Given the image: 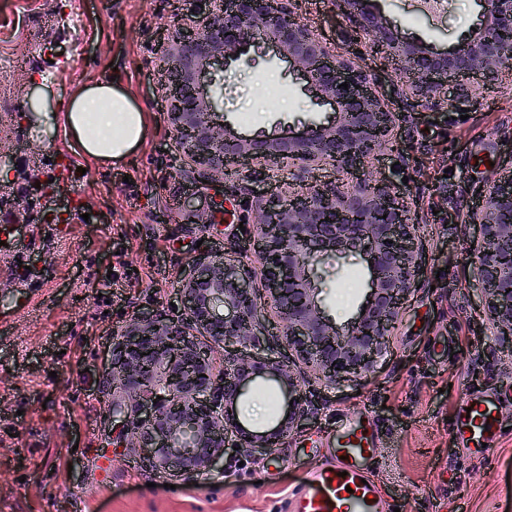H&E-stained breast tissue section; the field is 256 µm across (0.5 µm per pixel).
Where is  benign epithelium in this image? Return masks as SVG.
I'll return each instance as SVG.
<instances>
[{
	"instance_id": "benign-epithelium-1",
	"label": "benign epithelium",
	"mask_w": 512,
	"mask_h": 512,
	"mask_svg": "<svg viewBox=\"0 0 512 512\" xmlns=\"http://www.w3.org/2000/svg\"><path fill=\"white\" fill-rule=\"evenodd\" d=\"M194 19L160 36L155 55L169 127L181 151L180 171L197 182L226 183L257 164L266 171L297 161L328 165L347 182L320 179L260 200L255 252L261 277L239 260L200 253L184 271L178 295L184 315L132 317L112 340V403L106 412L131 419L132 447L152 466L193 480L227 451L264 453L282 445L309 418L311 401L296 364L325 385L366 378L391 354L406 303L417 290L425 248L418 213L372 171L386 152H400L396 130L410 117L395 112L364 57L392 73L405 97L434 108L477 102L512 76V0H483L484 23L449 52L433 53L394 33L383 17L336 0L363 52L324 44L297 0H191ZM262 42L293 60L322 102L338 107L336 123L288 138H237L220 119L222 85L215 72ZM348 84V89L341 87ZM469 222L480 227L477 286L498 340L512 350V170L489 179ZM359 255L370 263L368 300L346 326L318 302L315 265ZM224 349L216 370L212 354ZM287 389L293 404L277 425L249 431L235 408L257 378Z\"/></svg>"
}]
</instances>
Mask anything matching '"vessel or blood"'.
I'll return each instance as SVG.
<instances>
[{"label":"vessel or blood","instance_id":"b4317fda","mask_svg":"<svg viewBox=\"0 0 512 512\" xmlns=\"http://www.w3.org/2000/svg\"><path fill=\"white\" fill-rule=\"evenodd\" d=\"M501 401L489 392L462 390L451 434L460 448L485 456L501 437ZM378 429L359 412L341 418L327 450L329 459L312 469L288 495L287 512H386V499L373 478Z\"/></svg>","mask_w":512,"mask_h":512}]
</instances>
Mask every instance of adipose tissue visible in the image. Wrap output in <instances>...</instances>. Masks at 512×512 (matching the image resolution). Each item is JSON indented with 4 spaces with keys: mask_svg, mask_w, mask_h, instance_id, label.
Returning <instances> with one entry per match:
<instances>
[{
    "mask_svg": "<svg viewBox=\"0 0 512 512\" xmlns=\"http://www.w3.org/2000/svg\"><path fill=\"white\" fill-rule=\"evenodd\" d=\"M148 114L128 90L109 81L85 84L69 102L63 122L81 154L97 162L121 160L145 138Z\"/></svg>",
    "mask_w": 512,
    "mask_h": 512,
    "instance_id": "ef3b65f1",
    "label": "adipose tissue"
}]
</instances>
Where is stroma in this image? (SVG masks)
Returning <instances> with one entry per match:
<instances>
[{
    "instance_id": "obj_1",
    "label": "stroma",
    "mask_w": 512,
    "mask_h": 512,
    "mask_svg": "<svg viewBox=\"0 0 512 512\" xmlns=\"http://www.w3.org/2000/svg\"><path fill=\"white\" fill-rule=\"evenodd\" d=\"M407 39L446 51L479 20L477 0H369ZM304 18L328 46L351 51L349 23L334 0H304ZM192 18L172 0H0V151L12 164L0 179V205L29 213L0 242V512H283L289 489L322 463L337 419L360 411L379 428L375 480L400 512H512V352L489 323L471 244L478 234L456 218L477 205V190L512 166V78L480 96L467 119L404 100L396 79L381 92L409 112L399 130L403 154L385 153L375 171L404 186L429 244L422 284L395 332L393 354L366 380L313 387L314 419L271 453H229L197 481L171 480L130 448L107 415L112 335L134 313L172 314L183 266L199 250L252 262L250 237L262 193L299 183L287 163L256 171L238 186L193 185L178 170V149L159 92L152 46L161 28ZM115 79L149 114L144 143L130 162L85 159L63 133L70 98L88 81ZM280 95L264 106L261 90ZM41 108L33 123L27 113ZM223 120L242 136H277L326 123L301 71L264 47L249 48L224 74ZM45 183L26 201V177ZM194 210L223 200L211 224ZM29 266L20 278L21 266ZM323 304L346 322L363 302L369 273L348 256L318 265ZM502 399L506 428L477 458L449 437L462 388ZM286 393L256 379L236 414L251 431L273 428Z\"/></svg>"
}]
</instances>
